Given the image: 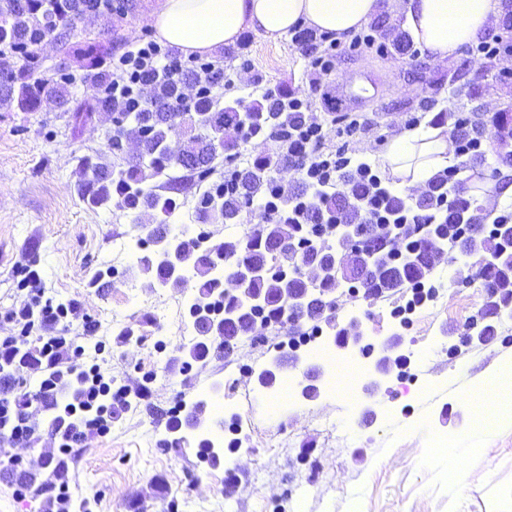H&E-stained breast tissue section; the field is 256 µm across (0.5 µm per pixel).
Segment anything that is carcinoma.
Returning <instances> with one entry per match:
<instances>
[{"mask_svg":"<svg viewBox=\"0 0 512 512\" xmlns=\"http://www.w3.org/2000/svg\"><path fill=\"white\" fill-rule=\"evenodd\" d=\"M132 0H0V109L39 112L51 104L72 113L75 126L105 112L112 118L110 151L122 150V143L133 140L137 153L124 169L115 170L102 157L78 159L79 193L92 207H103L118 199L120 209L132 215V222L154 246V253L140 258L149 286L183 282L182 272L191 269L200 278L198 295L190 307L199 340L189 351L190 360H205L212 349H224L253 332L257 325L274 326L299 332L301 320L325 322L335 336L349 330L336 328L333 310L336 291L357 279L375 297L398 292L407 282L424 280L445 250L471 257L486 253L490 278L484 287L494 289L495 297L483 304L487 323L480 335L492 336L495 325L489 321L501 306H512V224L496 221L497 231L479 238L460 226L470 224L471 203L459 198V187L448 190V217L425 218L435 206V194L415 201L382 190L387 211L416 218L410 228L417 230L406 248L392 247L402 223L389 225L391 232L382 244L369 223L365 194L361 185L351 182L340 192L331 184L301 193L287 192L270 207L271 216L261 214V222L236 239L212 241L200 233L157 236L149 226L166 223L177 207L176 200L162 190H181L187 183L201 185L213 175L218 151L224 161L240 164L236 193L224 195L219 185L204 191L196 209L211 224L234 225L243 207L257 195L270 201L272 173L288 159L276 152L245 165L240 144L263 136L273 139L289 127L305 120V113L288 105V97L270 93L263 101L243 106L241 101L226 104L210 91L192 99L189 108L176 112L174 104L183 98V89L197 81L195 70L177 75H154L144 82L145 108L130 112L125 104L112 99L106 88L112 83V41L89 39L69 46L70 33L85 21L112 19V12L131 11ZM54 41L72 49L80 61L82 74L75 77L58 71L51 76L41 70V48ZM91 92L88 100L73 101L71 88L76 82ZM498 145L512 147V132L504 118L492 120ZM176 136L181 147L172 153L168 145ZM345 212L350 220L336 225V213ZM165 219L159 221L156 213ZM332 230L331 237L351 244L350 259L336 268V249L328 238L314 236L316 227ZM174 240L176 264L158 262L155 252ZM317 269L315 281L305 279L302 269ZM224 269V282L214 277Z\"/></svg>","mask_w":512,"mask_h":512,"instance_id":"cac0c4a2","label":"carcinoma"}]
</instances>
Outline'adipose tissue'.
Segmentation results:
<instances>
[{
  "label": "adipose tissue",
  "instance_id": "1",
  "mask_svg": "<svg viewBox=\"0 0 512 512\" xmlns=\"http://www.w3.org/2000/svg\"><path fill=\"white\" fill-rule=\"evenodd\" d=\"M404 24L430 60L441 63L477 42L501 11V0H400ZM380 0H156V37L187 56L236 44L247 31L274 41L303 24L342 41L379 13ZM382 162L401 185L420 189L455 163L443 127L421 123L386 147Z\"/></svg>",
  "mask_w": 512,
  "mask_h": 512
}]
</instances>
